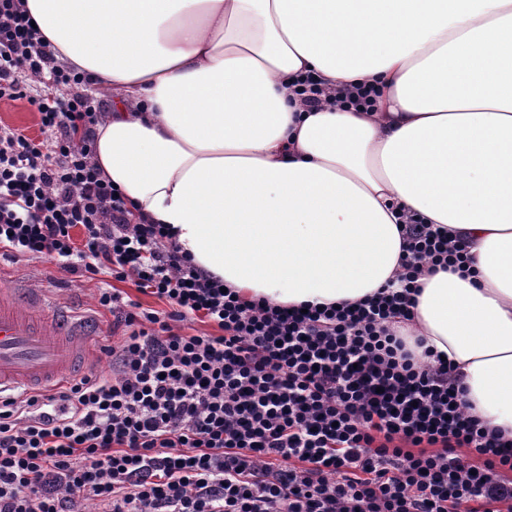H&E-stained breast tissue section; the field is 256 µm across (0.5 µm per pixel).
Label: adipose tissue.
<instances>
[{
    "label": "adipose tissue",
    "instance_id": "ef3b65f1",
    "mask_svg": "<svg viewBox=\"0 0 512 512\" xmlns=\"http://www.w3.org/2000/svg\"><path fill=\"white\" fill-rule=\"evenodd\" d=\"M25 5L110 99L94 164L243 298L356 302L395 280L412 214L466 238L470 275L421 276L403 333L512 439V0ZM350 85L374 106L335 101Z\"/></svg>",
    "mask_w": 512,
    "mask_h": 512
}]
</instances>
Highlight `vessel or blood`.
<instances>
[{
	"label": "vessel or blood",
	"mask_w": 512,
	"mask_h": 512,
	"mask_svg": "<svg viewBox=\"0 0 512 512\" xmlns=\"http://www.w3.org/2000/svg\"><path fill=\"white\" fill-rule=\"evenodd\" d=\"M43 305L41 294L0 283V393L55 387L95 351L97 339L83 323Z\"/></svg>",
	"instance_id": "1"
}]
</instances>
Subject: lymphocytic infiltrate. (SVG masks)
Here are the masks:
<instances>
[{"label":"lymphocytic infiltrate","instance_id":"lymphocytic-infiltrate-1","mask_svg":"<svg viewBox=\"0 0 512 512\" xmlns=\"http://www.w3.org/2000/svg\"><path fill=\"white\" fill-rule=\"evenodd\" d=\"M88 86L0 0V99L28 98L41 134L0 131V254L55 261L60 288L113 279L97 304L116 337L111 376L0 400V512H512V440L394 327L425 266L464 271L465 242L414 220L404 273L371 296L244 300L100 177Z\"/></svg>","mask_w":512,"mask_h":512}]
</instances>
